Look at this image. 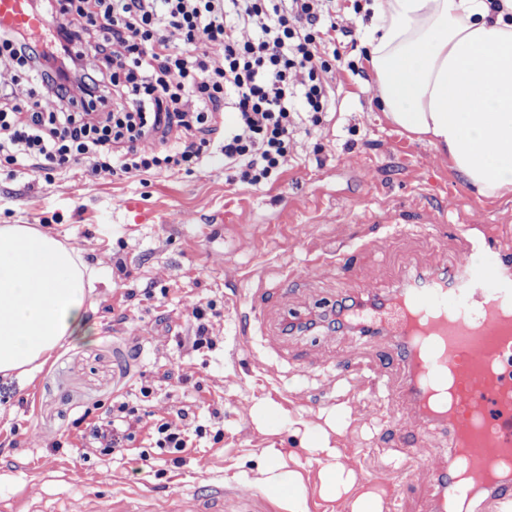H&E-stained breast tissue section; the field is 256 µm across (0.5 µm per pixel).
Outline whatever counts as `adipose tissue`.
Here are the masks:
<instances>
[{
	"instance_id": "1",
	"label": "adipose tissue",
	"mask_w": 512,
	"mask_h": 512,
	"mask_svg": "<svg viewBox=\"0 0 512 512\" xmlns=\"http://www.w3.org/2000/svg\"><path fill=\"white\" fill-rule=\"evenodd\" d=\"M385 116L477 195L512 193V0H375L364 27ZM98 274L27 224L0 225V377L32 378L85 337Z\"/></svg>"
}]
</instances>
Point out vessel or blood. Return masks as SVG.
Instances as JSON below:
<instances>
[{
  "label": "vessel or blood",
  "mask_w": 512,
  "mask_h": 512,
  "mask_svg": "<svg viewBox=\"0 0 512 512\" xmlns=\"http://www.w3.org/2000/svg\"><path fill=\"white\" fill-rule=\"evenodd\" d=\"M52 27L30 0H0V28L43 39ZM467 258L395 290L358 316L367 335L385 333L403 356L405 393L423 429H447L448 455L432 464L426 438L411 453L429 466L439 512H499L512 500V254L491 224L459 227ZM456 369V409L430 389Z\"/></svg>",
  "instance_id": "b4317fda"
}]
</instances>
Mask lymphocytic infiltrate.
Returning <instances> with one entry per match:
<instances>
[{
	"label": "lymphocytic infiltrate",
	"instance_id": "f902f5d3",
	"mask_svg": "<svg viewBox=\"0 0 512 512\" xmlns=\"http://www.w3.org/2000/svg\"><path fill=\"white\" fill-rule=\"evenodd\" d=\"M52 22L50 50L0 30V162L87 179L200 166L212 152L237 181L275 180L299 126L335 104L329 75L336 0H36ZM233 112L230 128L218 117ZM176 141H169L172 131ZM136 409L119 400L87 422L89 447L136 438ZM207 427L181 408L148 428L151 448L184 453Z\"/></svg>",
	"mask_w": 512,
	"mask_h": 512
}]
</instances>
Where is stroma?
Listing matches in <instances>:
<instances>
[{
    "label": "stroma",
    "mask_w": 512,
    "mask_h": 512,
    "mask_svg": "<svg viewBox=\"0 0 512 512\" xmlns=\"http://www.w3.org/2000/svg\"><path fill=\"white\" fill-rule=\"evenodd\" d=\"M331 84L335 109L294 134L282 174L263 189L235 182L218 154L192 173L147 179L0 166V224L40 226L103 275L89 336L65 343L32 380H0V512H92L113 495L129 508L184 512L216 483L262 512H351L363 492L377 512H434L428 472L409 459L416 425L396 435L389 424L408 410L396 354L345 328L287 332L288 316L375 302L437 259L464 258L459 224L497 225L511 250L512 194L474 195L446 155L392 125L373 73L338 70ZM198 300L211 307L210 350L189 342ZM353 351L357 371L383 374L388 393L337 377V360ZM144 383L156 391L142 421L181 407L215 412L223 437L199 439L177 464L151 449L150 467L123 447L87 449L77 420L117 396L134 400ZM264 399L280 413L261 428L253 409ZM321 429L354 494L322 491L327 458L303 438ZM270 448L299 475L296 506L264 487ZM393 465L398 479L377 484Z\"/></svg>",
    "instance_id": "stroma-1"
}]
</instances>
